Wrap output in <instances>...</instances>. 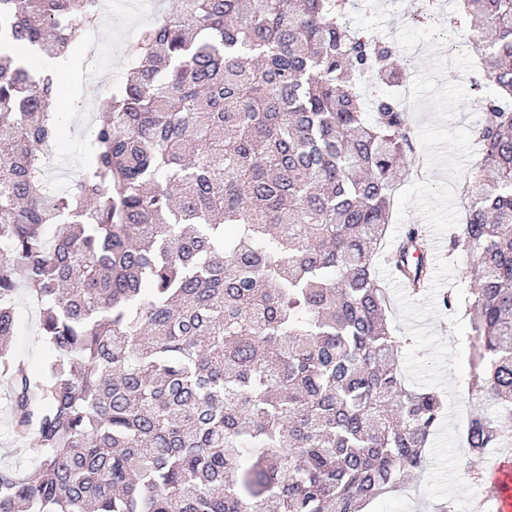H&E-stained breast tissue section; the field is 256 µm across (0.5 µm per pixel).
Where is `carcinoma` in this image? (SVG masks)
<instances>
[{"mask_svg":"<svg viewBox=\"0 0 512 512\" xmlns=\"http://www.w3.org/2000/svg\"><path fill=\"white\" fill-rule=\"evenodd\" d=\"M102 0H0V378L30 473L0 512H365L424 469L444 407L406 387L373 256L414 153L395 49L350 0H182L96 107L89 165L47 190L71 56ZM487 120L448 251L472 263L470 457L512 448V0H457ZM378 91L366 99L361 74ZM409 227L388 263L424 282ZM39 309L48 356L12 351ZM38 332V313L25 300L19 301L16 307V329L11 344L31 369H38L47 355Z\"/></svg>","mask_w":512,"mask_h":512,"instance_id":"carcinoma-1","label":"carcinoma"}]
</instances>
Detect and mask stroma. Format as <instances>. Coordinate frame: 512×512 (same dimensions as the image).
I'll use <instances>...</instances> for the list:
<instances>
[{
    "label": "stroma",
    "mask_w": 512,
    "mask_h": 512,
    "mask_svg": "<svg viewBox=\"0 0 512 512\" xmlns=\"http://www.w3.org/2000/svg\"><path fill=\"white\" fill-rule=\"evenodd\" d=\"M111 17L103 22L98 36L100 62L97 68L85 67L83 63H72L68 72L69 100L64 121L68 134L51 149L53 160L47 180L53 187L65 186L69 180L88 165L87 143L98 100L110 97L121 87L129 72L128 58L124 52L126 42L132 40L139 27L153 21L158 13L174 10L176 0H160L158 8L152 9L141 0H108ZM350 22L354 29L371 35L381 33L395 36L400 23L405 22L406 11L417 14V27L435 22L443 23L450 35L444 55L470 52V44L463 38L459 18L453 0H411L410 9L395 5L393 0H356ZM11 344L15 352L32 369L39 368L47 355L39 336L38 314L26 301L16 307V329ZM425 473L385 497L371 502L369 512H434L435 504L422 494Z\"/></svg>",
    "instance_id": "stroma-1"
}]
</instances>
